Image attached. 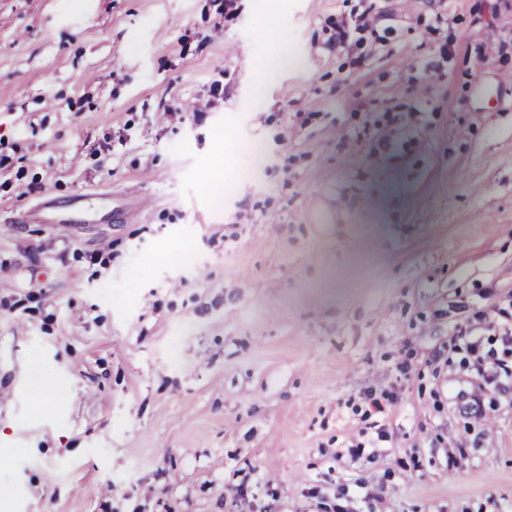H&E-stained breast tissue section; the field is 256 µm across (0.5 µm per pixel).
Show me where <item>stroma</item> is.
Instances as JSON below:
<instances>
[{"label":"stroma","mask_w":512,"mask_h":512,"mask_svg":"<svg viewBox=\"0 0 512 512\" xmlns=\"http://www.w3.org/2000/svg\"><path fill=\"white\" fill-rule=\"evenodd\" d=\"M511 322L512 0H0L12 512H512ZM371 21L373 20L368 18V14L363 13L356 17L351 24L340 25L336 33V48H345L354 35L368 31L373 23ZM477 373L486 382L487 379H496L502 375L512 378V365L507 364V360L498 357V353L491 350L486 356L477 357ZM490 372V373H489Z\"/></svg>","instance_id":"35a3bbf8"}]
</instances>
